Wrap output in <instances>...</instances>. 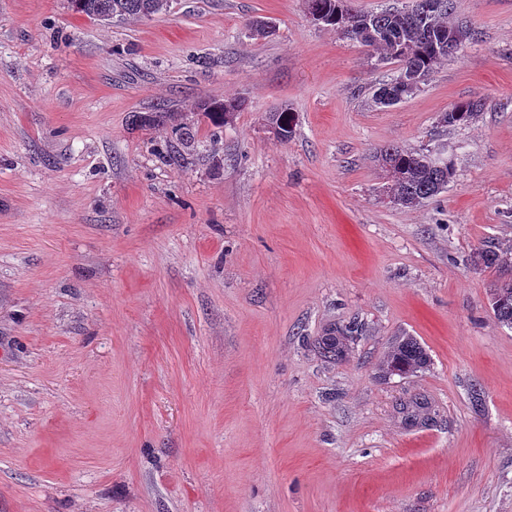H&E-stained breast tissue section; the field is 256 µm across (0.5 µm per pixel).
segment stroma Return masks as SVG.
<instances>
[{"mask_svg": "<svg viewBox=\"0 0 512 512\" xmlns=\"http://www.w3.org/2000/svg\"><path fill=\"white\" fill-rule=\"evenodd\" d=\"M453 3L473 40L380 108L396 63L304 0H0V512H512V328L470 261L512 244V0ZM388 145L447 189L383 202ZM400 336L428 369L382 373ZM168 0H71L73 8L101 22L139 20L167 10ZM482 106L481 100L477 99L459 102L442 114L440 123L448 127L469 124L481 111ZM204 106L206 107L203 108V110L207 112L206 114L213 124L221 128L233 120L235 112L243 108V102L231 100L224 101V103L214 102L209 105L204 104ZM267 122L270 133L281 142H287L292 137L296 126L292 112H289L288 108L272 113ZM138 121L142 126L144 125L145 127H152L155 126L156 123L158 125L160 122L164 123V121H170L171 133L177 140L187 141L189 138H191L190 129L186 123L179 121V119L174 117V114H168V112H160L159 115L139 116ZM359 325L356 323H352L348 326H345L344 329L338 330L336 336H322L318 341L319 348L322 350V353L327 358L338 359L342 357L345 348L346 341L352 339L354 334H358Z\"/></svg>", "mask_w": 512, "mask_h": 512, "instance_id": "1", "label": "stroma"}]
</instances>
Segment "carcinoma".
Segmentation results:
<instances>
[{
	"mask_svg": "<svg viewBox=\"0 0 512 512\" xmlns=\"http://www.w3.org/2000/svg\"><path fill=\"white\" fill-rule=\"evenodd\" d=\"M431 0H414L407 9H385L379 12H361L352 9L348 0H305L306 9L324 13L329 27L339 35L369 47L386 61L398 64V69L411 73L414 84H400L393 77L372 95L379 107H389L414 96L425 77L437 64L456 57L457 46L473 39L468 25L450 20L453 0H439L436 9L429 7ZM73 8L87 17L101 21L139 20L161 14L167 10L168 0H71ZM371 30L373 36L366 40L363 34ZM243 108V102L231 100L214 102L204 111L214 125L223 127L230 123L235 113ZM482 109V102L470 99L455 104L443 113L440 123L453 127L465 125ZM170 121L171 133L176 139L190 138L186 123L166 112L139 117V123L152 127ZM295 119L288 109L272 113L268 118V129L278 140L288 141L295 130ZM378 166L388 181L384 189L390 201L402 208H414L426 200L445 191L454 176L452 162L438 167L429 154L410 151L390 145L376 152ZM477 267L504 272L512 266V246L499 250H479L473 254ZM489 301L496 318L512 327V277H498L489 290ZM359 332V325L352 323L337 331L335 336H323L319 348L327 358L343 356L346 341ZM429 357L421 344L411 336L397 340L385 361L386 373L407 375L427 368Z\"/></svg>",
	"mask_w": 512,
	"mask_h": 512,
	"instance_id": "cac0c4a2",
	"label": "carcinoma"
}]
</instances>
